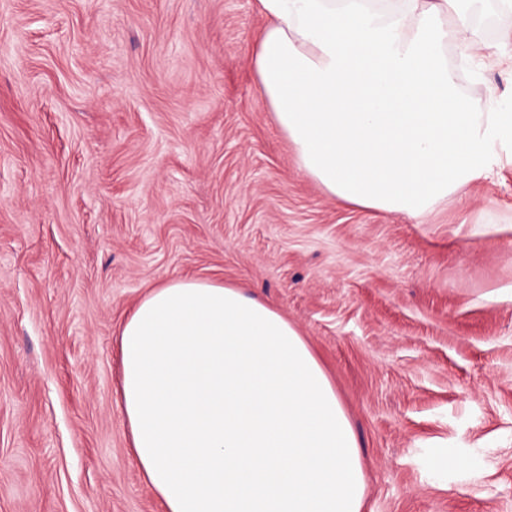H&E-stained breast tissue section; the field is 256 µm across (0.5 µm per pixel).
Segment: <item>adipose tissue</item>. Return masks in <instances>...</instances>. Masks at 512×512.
Masks as SVG:
<instances>
[{
    "mask_svg": "<svg viewBox=\"0 0 512 512\" xmlns=\"http://www.w3.org/2000/svg\"><path fill=\"white\" fill-rule=\"evenodd\" d=\"M259 0L252 62L300 167L331 196L424 217L493 178L512 100L472 111L448 67L463 0ZM131 446L164 512H361L358 441L274 307L212 280L153 288L120 330Z\"/></svg>",
    "mask_w": 512,
    "mask_h": 512,
    "instance_id": "adipose-tissue-1",
    "label": "adipose tissue"
}]
</instances>
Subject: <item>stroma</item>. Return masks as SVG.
<instances>
[{"instance_id":"35a3bbf8","label":"stroma","mask_w":512,"mask_h":512,"mask_svg":"<svg viewBox=\"0 0 512 512\" xmlns=\"http://www.w3.org/2000/svg\"><path fill=\"white\" fill-rule=\"evenodd\" d=\"M257 0H0V512H163L118 400L122 321L189 275L274 306L355 431L363 512H512V159L424 217L299 166ZM512 10L448 46L512 100Z\"/></svg>"}]
</instances>
